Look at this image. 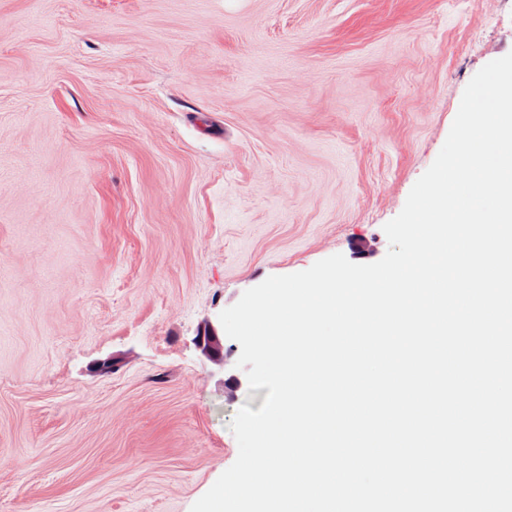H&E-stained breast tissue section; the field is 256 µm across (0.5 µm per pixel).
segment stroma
Masks as SVG:
<instances>
[{
	"mask_svg": "<svg viewBox=\"0 0 512 512\" xmlns=\"http://www.w3.org/2000/svg\"><path fill=\"white\" fill-rule=\"evenodd\" d=\"M512 0H0V512H190L259 409L195 339L372 264Z\"/></svg>",
	"mask_w": 512,
	"mask_h": 512,
	"instance_id": "35a3bbf8",
	"label": "stroma"
}]
</instances>
